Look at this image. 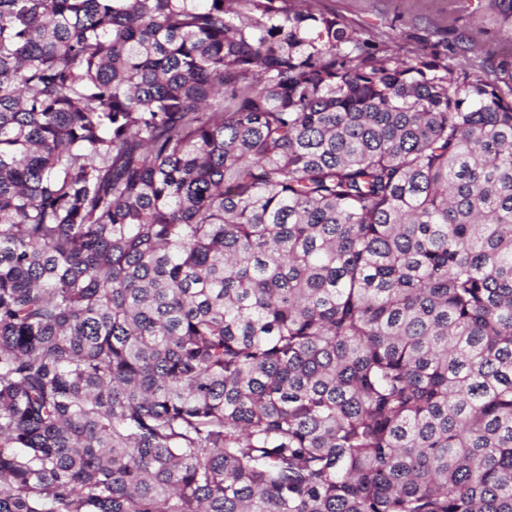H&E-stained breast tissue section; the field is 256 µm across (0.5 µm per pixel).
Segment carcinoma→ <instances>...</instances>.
<instances>
[{
  "label": "carcinoma",
  "mask_w": 512,
  "mask_h": 512,
  "mask_svg": "<svg viewBox=\"0 0 512 512\" xmlns=\"http://www.w3.org/2000/svg\"><path fill=\"white\" fill-rule=\"evenodd\" d=\"M288 0H0V512H512V86Z\"/></svg>",
  "instance_id": "carcinoma-1"
}]
</instances>
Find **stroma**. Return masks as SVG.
Here are the masks:
<instances>
[{
  "label": "stroma",
  "mask_w": 512,
  "mask_h": 512,
  "mask_svg": "<svg viewBox=\"0 0 512 512\" xmlns=\"http://www.w3.org/2000/svg\"><path fill=\"white\" fill-rule=\"evenodd\" d=\"M311 5L399 58L439 44L452 71L458 68L461 41L473 40L495 77L512 79L511 35L497 20L494 0H312Z\"/></svg>",
  "instance_id": "35a3bbf8"
}]
</instances>
